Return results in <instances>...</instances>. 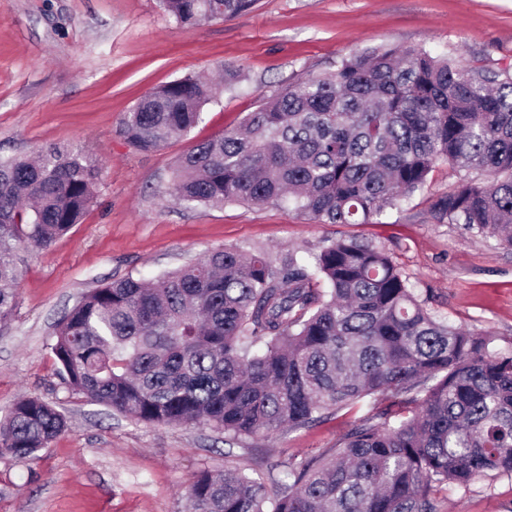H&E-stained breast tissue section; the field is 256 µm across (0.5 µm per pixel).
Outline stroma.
<instances>
[{
	"instance_id": "obj_1",
	"label": "stroma",
	"mask_w": 512,
	"mask_h": 512,
	"mask_svg": "<svg viewBox=\"0 0 512 512\" xmlns=\"http://www.w3.org/2000/svg\"><path fill=\"white\" fill-rule=\"evenodd\" d=\"M422 47L465 65L512 71V0H257L245 14L185 28L161 0H0V155L76 146L102 167L83 222L47 249L21 253L18 305L0 327V417L28 395L69 426L37 459L0 453V512H184L197 473L326 453L372 402L315 424L226 445L209 427L136 422L72 391L52 352L56 325L90 289L127 275L154 279L212 250L293 251L326 240L384 247L438 316L512 349V249L461 224H440L427 191L375 224H319L294 205H187L171 176L190 146L239 126L280 88L334 71L373 47ZM241 80L203 109L184 138L133 151L121 121L147 91L187 76ZM438 512H512V478L481 477L436 493Z\"/></svg>"
}]
</instances>
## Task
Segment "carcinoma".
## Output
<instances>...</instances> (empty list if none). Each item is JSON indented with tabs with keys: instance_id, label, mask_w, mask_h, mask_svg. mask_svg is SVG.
<instances>
[{
	"instance_id": "carcinoma-1",
	"label": "carcinoma",
	"mask_w": 512,
	"mask_h": 512,
	"mask_svg": "<svg viewBox=\"0 0 512 512\" xmlns=\"http://www.w3.org/2000/svg\"><path fill=\"white\" fill-rule=\"evenodd\" d=\"M183 27L252 10L255 0H163ZM216 98L193 77L147 93L122 120L128 146L181 139ZM440 224L512 246V74L423 48L354 53L290 84L241 128L193 145L176 165L180 202L284 200L320 224H374L429 188ZM101 166L72 148L0 158V324L11 320L21 246L49 247L81 223ZM433 314L388 251L344 237L314 262L293 252L207 253L152 282L131 275L86 293L52 352L73 391L138 422L205 425L226 441L378 402L327 458L269 486L243 469L204 471L186 512H437L435 492L512 477V352ZM67 427L33 396L0 419V451L34 460Z\"/></svg>"
}]
</instances>
